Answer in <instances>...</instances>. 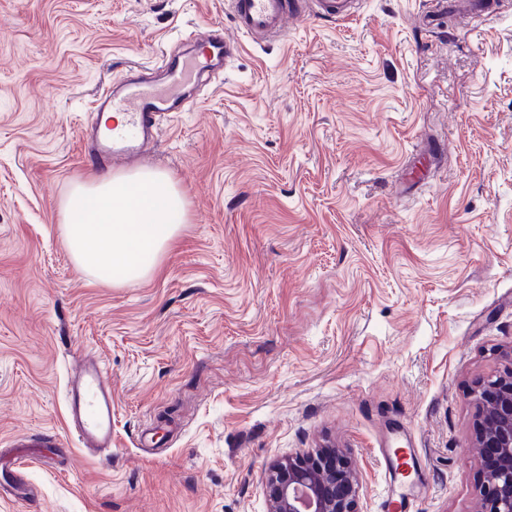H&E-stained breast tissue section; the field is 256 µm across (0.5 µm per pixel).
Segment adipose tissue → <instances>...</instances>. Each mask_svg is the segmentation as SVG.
I'll list each match as a JSON object with an SVG mask.
<instances>
[{
  "label": "adipose tissue",
  "instance_id": "ef3b65f1",
  "mask_svg": "<svg viewBox=\"0 0 512 512\" xmlns=\"http://www.w3.org/2000/svg\"><path fill=\"white\" fill-rule=\"evenodd\" d=\"M185 196L166 172L144 168L74 185L61 222L77 264L95 281L149 278L178 237Z\"/></svg>",
  "mask_w": 512,
  "mask_h": 512
}]
</instances>
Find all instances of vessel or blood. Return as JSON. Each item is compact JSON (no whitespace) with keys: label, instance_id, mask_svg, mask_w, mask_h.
I'll list each match as a JSON object with an SVG mask.
<instances>
[{"label":"vessel or blood","instance_id":"1","mask_svg":"<svg viewBox=\"0 0 512 512\" xmlns=\"http://www.w3.org/2000/svg\"><path fill=\"white\" fill-rule=\"evenodd\" d=\"M238 32L252 40L282 39L287 24L309 16L346 20L356 12L355 0H229ZM450 9L466 17L493 14L494 0H451ZM185 52L164 53L159 62L139 77L109 85L96 99L93 110L120 112L124 128L101 135L97 123L80 126L79 138L86 159L108 167L139 161L159 137L173 113L193 109L188 90L223 71L239 51L223 29L194 35ZM104 366L90 359L66 383L67 423L81 446L105 453L112 448V393L103 385Z\"/></svg>","mask_w":512,"mask_h":512}]
</instances>
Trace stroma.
<instances>
[{"label": "stroma", "mask_w": 512, "mask_h": 512, "mask_svg": "<svg viewBox=\"0 0 512 512\" xmlns=\"http://www.w3.org/2000/svg\"><path fill=\"white\" fill-rule=\"evenodd\" d=\"M362 0L254 43L226 0H0V512H268L264 471L348 449L381 512L387 448L429 485L407 512H480L474 381L512 352V0ZM240 43L144 167L187 222L155 273L111 287L59 213L91 178L90 103L190 33ZM103 360L112 452L66 425V371ZM47 438V448L16 439ZM449 8L458 16L466 17L475 14L492 15L497 1L492 0H450Z\"/></svg>", "instance_id": "stroma-1"}]
</instances>
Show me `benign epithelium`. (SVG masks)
Returning <instances> with one entry per match:
<instances>
[{"instance_id":"1","label":"benign epithelium","mask_w":512,"mask_h":512,"mask_svg":"<svg viewBox=\"0 0 512 512\" xmlns=\"http://www.w3.org/2000/svg\"><path fill=\"white\" fill-rule=\"evenodd\" d=\"M474 448L482 465V512H512V364L478 383ZM269 512H359V484L342 448L288 455L265 474Z\"/></svg>"}]
</instances>
